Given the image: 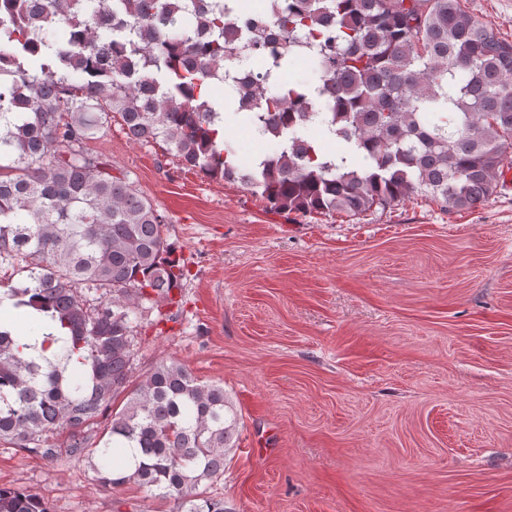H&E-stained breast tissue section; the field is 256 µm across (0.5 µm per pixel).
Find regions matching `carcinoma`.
I'll list each match as a JSON object with an SVG mask.
<instances>
[{
    "label": "carcinoma",
    "instance_id": "obj_1",
    "mask_svg": "<svg viewBox=\"0 0 512 512\" xmlns=\"http://www.w3.org/2000/svg\"><path fill=\"white\" fill-rule=\"evenodd\" d=\"M271 22L283 51L234 72L242 25L251 49ZM310 55V80L277 78ZM234 112L214 108L210 86ZM121 115L126 134L162 141L182 165L238 181L279 213L359 215L413 195L476 209L512 166V42L464 0H0V441L46 458L70 431L100 487L133 482L172 512H233L199 487L224 475L238 416L224 386L162 361L134 384L136 333L170 320L185 263L164 220L85 144ZM243 123L271 146L251 168L217 126ZM319 127L336 145L309 137ZM55 324L61 335L42 334ZM106 432H85L118 396ZM0 512H50L0 486Z\"/></svg>",
    "mask_w": 512,
    "mask_h": 512
}]
</instances>
